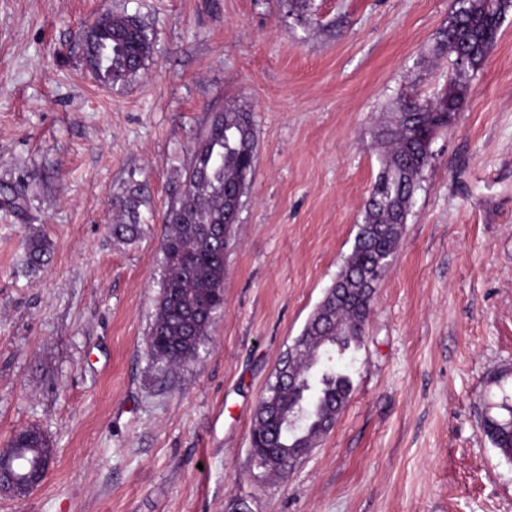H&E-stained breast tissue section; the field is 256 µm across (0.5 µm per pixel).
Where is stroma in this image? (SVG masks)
I'll return each instance as SVG.
<instances>
[{"mask_svg": "<svg viewBox=\"0 0 512 512\" xmlns=\"http://www.w3.org/2000/svg\"><path fill=\"white\" fill-rule=\"evenodd\" d=\"M454 0H0V449L39 428L45 480L0 512H512V462L480 428L512 385V11L433 160L346 361L353 393L284 476L253 417L333 284L378 173L372 129L412 92ZM106 11L153 50L105 86L81 32ZM254 115L255 174L199 357L163 372L147 336L164 214L215 113ZM137 187L143 233L111 226ZM51 244L28 266L25 243ZM50 242L39 234L29 237L27 242L26 258L29 266L36 268L44 264L50 256Z\"/></svg>", "mask_w": 512, "mask_h": 512, "instance_id": "1", "label": "stroma"}]
</instances>
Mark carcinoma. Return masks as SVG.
Segmentation results:
<instances>
[{
    "label": "carcinoma",
    "mask_w": 512,
    "mask_h": 512,
    "mask_svg": "<svg viewBox=\"0 0 512 512\" xmlns=\"http://www.w3.org/2000/svg\"><path fill=\"white\" fill-rule=\"evenodd\" d=\"M457 8L438 33L430 53L434 58L463 55L468 65L456 69L448 89L435 101L405 95L393 112L373 131L380 145L379 171L369 190L351 251L336 275L337 286L327 289L315 312L291 346L288 366L291 383L269 382L256 409L252 434L260 439L257 464L268 472L287 474L328 433L351 397L350 376L336 359L356 350L371 311L378 282L396 254L411 214L422 173L432 159L431 144L448 129V114L464 106L468 81L485 64L512 0H456ZM131 30L124 15L112 14V23L93 28L88 47L90 65H97L96 44L113 34ZM152 53L147 34L137 45H122L103 55L105 66L118 68L128 79L138 73L137 56ZM252 113L244 108L218 112L197 142L184 171L183 188L175 206L167 210V232L161 264L174 274L161 277L148 346L153 364L174 369L193 362L205 346L214 315L224 296V255L237 223L246 183L255 169ZM139 197L131 189L121 200V218L112 225L113 237L134 241L143 233ZM224 231L216 233V225ZM47 238L29 237L26 258L36 268L50 256ZM302 414L304 422L289 432L288 415ZM483 429L500 454L512 461V420H484ZM24 443L39 455L53 452L45 436L31 433Z\"/></svg>",
    "instance_id": "1"
}]
</instances>
